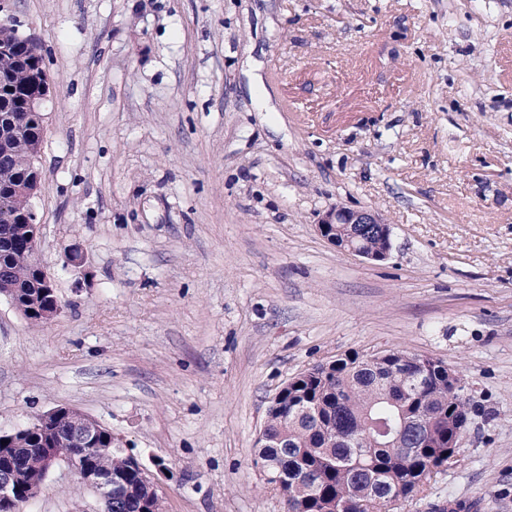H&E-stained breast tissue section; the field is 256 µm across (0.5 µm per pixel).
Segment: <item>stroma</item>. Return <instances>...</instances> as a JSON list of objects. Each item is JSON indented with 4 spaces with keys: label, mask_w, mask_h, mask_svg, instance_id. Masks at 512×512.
Here are the masks:
<instances>
[{
    "label": "stroma",
    "mask_w": 512,
    "mask_h": 512,
    "mask_svg": "<svg viewBox=\"0 0 512 512\" xmlns=\"http://www.w3.org/2000/svg\"><path fill=\"white\" fill-rule=\"evenodd\" d=\"M40 42L38 259L0 297V431L69 407L163 512H287L255 441L291 377L404 350L460 372V449L395 512H512V0H0ZM371 209L374 262L317 224ZM82 248L80 269L64 268ZM68 467L24 512H97ZM373 224V225H372ZM362 225H372L367 231L362 234L360 240L356 241V245L365 252L378 251L384 246L385 239L381 230L375 226L381 227L385 235L388 238L387 248L378 253H365L358 250L350 243V238L341 236L343 227H353ZM318 230L322 236L327 238L333 244L341 242L342 250L354 253L360 257H363L371 261H382L388 258L391 249V232L390 227L386 222L376 214L374 211L369 209L353 210L343 206H334L328 209L318 224ZM348 246V248L346 247Z\"/></svg>",
    "instance_id": "35a3bbf8"
}]
</instances>
